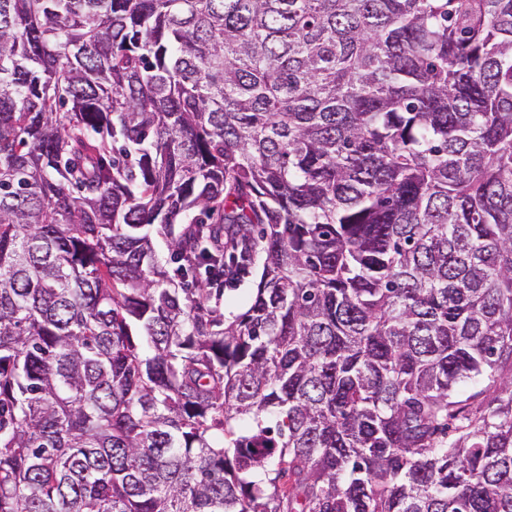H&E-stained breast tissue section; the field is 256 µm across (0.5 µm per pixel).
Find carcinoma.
Instances as JSON below:
<instances>
[{
  "mask_svg": "<svg viewBox=\"0 0 512 512\" xmlns=\"http://www.w3.org/2000/svg\"><path fill=\"white\" fill-rule=\"evenodd\" d=\"M0 512H512V0H0ZM234 290H226L224 294V311L226 317H232L247 309L248 302L255 288L254 279L245 277L236 286Z\"/></svg>",
  "mask_w": 512,
  "mask_h": 512,
  "instance_id": "obj_1",
  "label": "carcinoma"
}]
</instances>
